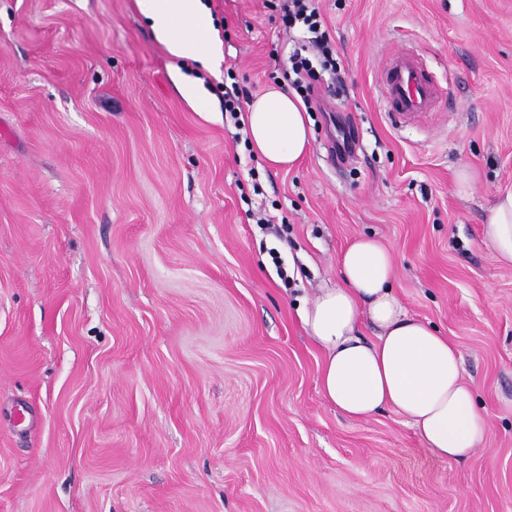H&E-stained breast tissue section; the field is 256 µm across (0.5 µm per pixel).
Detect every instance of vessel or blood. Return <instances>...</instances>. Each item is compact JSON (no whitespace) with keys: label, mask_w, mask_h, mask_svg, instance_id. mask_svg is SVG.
<instances>
[{"label":"vessel or blood","mask_w":512,"mask_h":512,"mask_svg":"<svg viewBox=\"0 0 512 512\" xmlns=\"http://www.w3.org/2000/svg\"><path fill=\"white\" fill-rule=\"evenodd\" d=\"M385 94L392 121L402 123L431 111L436 92L419 64L409 56L392 59L386 68Z\"/></svg>","instance_id":"obj_1"}]
</instances>
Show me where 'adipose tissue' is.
Instances as JSON below:
<instances>
[{"instance_id":"ef3b65f1","label":"adipose tissue","mask_w":512,"mask_h":512,"mask_svg":"<svg viewBox=\"0 0 512 512\" xmlns=\"http://www.w3.org/2000/svg\"><path fill=\"white\" fill-rule=\"evenodd\" d=\"M153 35L174 57L216 69L221 42L205 0H138ZM247 133L272 168H292L308 151L310 119L301 99L272 86L250 102ZM483 239L512 267V191L488 208ZM340 285L320 289L300 311L323 351L324 397L345 416L366 419L389 409L402 416L441 460L463 461L481 448L488 425L465 379L457 346L429 322L409 316L393 291L394 261L377 239L360 236L338 258ZM375 341L358 334L361 320Z\"/></svg>"}]
</instances>
